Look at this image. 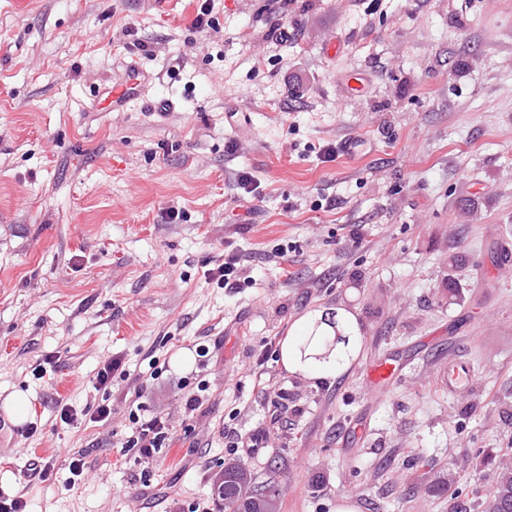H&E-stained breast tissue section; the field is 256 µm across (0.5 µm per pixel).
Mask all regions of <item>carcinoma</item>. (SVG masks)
Listing matches in <instances>:
<instances>
[{
	"instance_id": "obj_1",
	"label": "carcinoma",
	"mask_w": 512,
	"mask_h": 512,
	"mask_svg": "<svg viewBox=\"0 0 512 512\" xmlns=\"http://www.w3.org/2000/svg\"><path fill=\"white\" fill-rule=\"evenodd\" d=\"M328 326L342 336L340 344L349 347V335L339 323L330 321ZM330 333L314 326L307 331L301 348L309 353L325 348L333 341ZM254 484L255 477L249 469L236 462L225 463L222 475L214 483L221 512H277L280 498L277 484L269 482L258 489L252 488ZM451 500V512H474L477 507L481 512H512V469L500 471L488 489L476 485L472 498H463L456 492L451 494Z\"/></svg>"
}]
</instances>
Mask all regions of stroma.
Returning a JSON list of instances; mask_svg holds the SVG:
<instances>
[{
    "label": "stroma",
    "instance_id": "stroma-1",
    "mask_svg": "<svg viewBox=\"0 0 512 512\" xmlns=\"http://www.w3.org/2000/svg\"><path fill=\"white\" fill-rule=\"evenodd\" d=\"M198 6L0 0V397L23 393L37 427L0 432V493L31 512H193L235 460L278 484L280 512H336L344 492L357 512H449L439 484L512 462V279L490 259L512 248V0H214L205 33ZM132 61L146 80L113 109ZM354 70L369 91L351 99L337 78ZM227 253L238 285L219 288L205 272ZM314 311L359 336L319 381L281 360ZM389 352L401 378L368 393ZM111 356L129 377L95 389ZM457 359L477 380L451 396ZM136 398L172 428L154 460L123 451ZM62 399L111 419L63 425ZM35 457L46 480L25 475Z\"/></svg>",
    "mask_w": 512,
    "mask_h": 512
}]
</instances>
